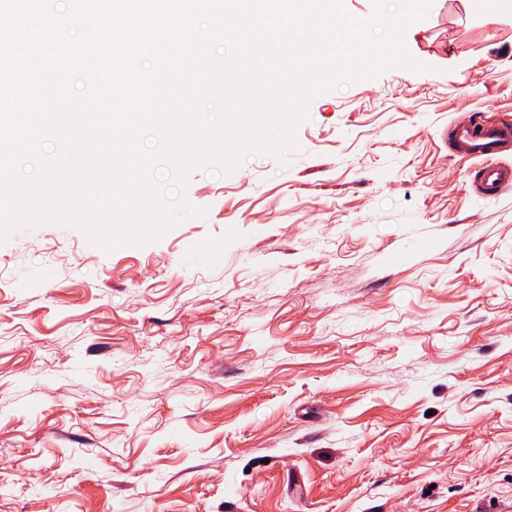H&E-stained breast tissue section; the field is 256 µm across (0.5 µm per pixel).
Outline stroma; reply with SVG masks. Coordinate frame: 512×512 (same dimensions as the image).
<instances>
[{
    "instance_id": "stroma-1",
    "label": "stroma",
    "mask_w": 512,
    "mask_h": 512,
    "mask_svg": "<svg viewBox=\"0 0 512 512\" xmlns=\"http://www.w3.org/2000/svg\"><path fill=\"white\" fill-rule=\"evenodd\" d=\"M394 67L316 97L286 164L105 250L0 245V512H512V11L434 0ZM455 137L461 142L462 158L483 161L481 174L487 189H497L505 181L504 169L492 158L512 146V131L508 127L482 126L463 127L456 130Z\"/></svg>"
}]
</instances>
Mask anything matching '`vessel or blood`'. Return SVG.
Wrapping results in <instances>:
<instances>
[{"mask_svg": "<svg viewBox=\"0 0 512 512\" xmlns=\"http://www.w3.org/2000/svg\"><path fill=\"white\" fill-rule=\"evenodd\" d=\"M455 136L461 143L462 158L482 160L481 174L487 189L498 188L505 180V173L494 158L512 145V129L496 126L464 127L458 129Z\"/></svg>", "mask_w": 512, "mask_h": 512, "instance_id": "1", "label": "vessel or blood"}]
</instances>
